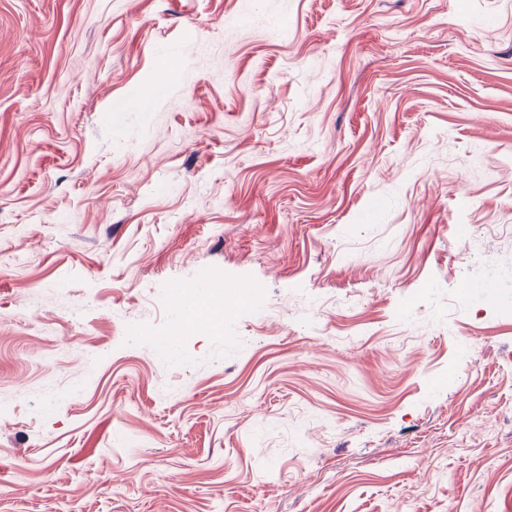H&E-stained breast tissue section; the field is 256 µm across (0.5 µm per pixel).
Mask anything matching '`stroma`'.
Segmentation results:
<instances>
[{
    "label": "stroma",
    "mask_w": 512,
    "mask_h": 512,
    "mask_svg": "<svg viewBox=\"0 0 512 512\" xmlns=\"http://www.w3.org/2000/svg\"><path fill=\"white\" fill-rule=\"evenodd\" d=\"M504 300L512 0H0V512H512ZM190 288H193V292L191 293L186 292L185 289L179 290L174 301L176 320L179 323L181 319L182 331L185 335H191L199 327V324L202 323L204 306L189 308L183 313L182 318L180 308L183 307V303H189L193 297H206V291L202 290L203 288H208V285L199 280L198 283Z\"/></svg>",
    "instance_id": "obj_1"
}]
</instances>
